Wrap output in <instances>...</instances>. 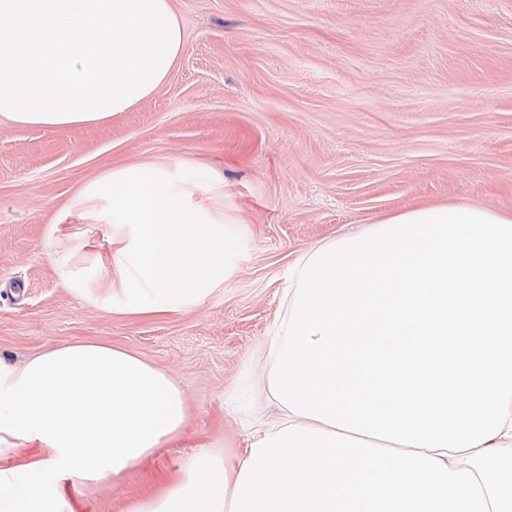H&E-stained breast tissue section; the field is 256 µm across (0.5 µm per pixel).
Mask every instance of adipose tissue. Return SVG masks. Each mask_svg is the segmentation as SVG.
Listing matches in <instances>:
<instances>
[{"label":"adipose tissue","mask_w":512,"mask_h":512,"mask_svg":"<svg viewBox=\"0 0 512 512\" xmlns=\"http://www.w3.org/2000/svg\"><path fill=\"white\" fill-rule=\"evenodd\" d=\"M186 51L174 0H0V119L111 120ZM167 167L111 169L71 206L104 225L96 292L122 314L197 304L232 275L239 218ZM262 391L282 412L243 453L200 450L125 512H512V208L421 205L303 253ZM394 336L397 397L337 374L344 337ZM455 346L447 357V346ZM174 381L137 355L64 344L0 361V512H74L68 487L120 476L182 431ZM59 481L47 483V472Z\"/></svg>","instance_id":"ef3b65f1"}]
</instances>
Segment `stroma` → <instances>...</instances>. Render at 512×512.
Returning a JSON list of instances; mask_svg holds the SVG:
<instances>
[{
  "instance_id": "1",
  "label": "stroma",
  "mask_w": 512,
  "mask_h": 512,
  "mask_svg": "<svg viewBox=\"0 0 512 512\" xmlns=\"http://www.w3.org/2000/svg\"><path fill=\"white\" fill-rule=\"evenodd\" d=\"M187 49L111 121L0 122V359L66 343L133 352L175 378L182 435L76 512H124L202 448L240 453L283 289L309 248L421 204L512 207V0H175ZM163 164L223 182L243 218L223 289L171 314H117L86 253L103 228L70 207L104 171ZM54 246L57 260L46 255Z\"/></svg>"
}]
</instances>
